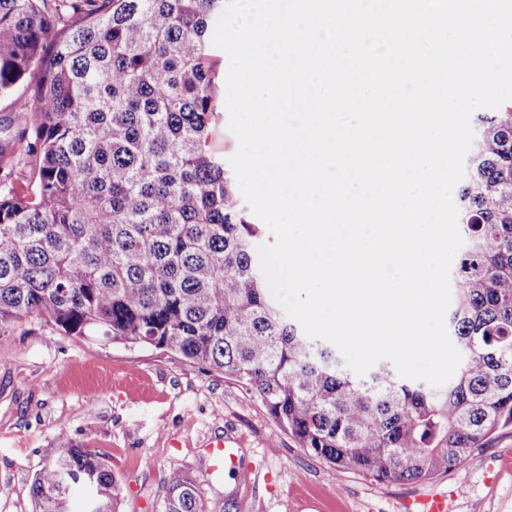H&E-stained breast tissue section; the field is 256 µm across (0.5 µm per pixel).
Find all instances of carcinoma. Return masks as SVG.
I'll use <instances>...</instances> for the list:
<instances>
[{
	"label": "carcinoma",
	"instance_id": "carcinoma-1",
	"mask_svg": "<svg viewBox=\"0 0 512 512\" xmlns=\"http://www.w3.org/2000/svg\"><path fill=\"white\" fill-rule=\"evenodd\" d=\"M224 0H0V100L26 109L0 146V331L43 317L69 336L179 354L261 401L300 447L381 482L464 465L512 425V105L476 113L458 192L465 237L448 330L464 363L442 388L366 376L288 321L253 252L259 227L212 147L222 120L212 31ZM117 512L100 453L39 471L36 512ZM159 512H205L165 478Z\"/></svg>",
	"mask_w": 512,
	"mask_h": 512
}]
</instances>
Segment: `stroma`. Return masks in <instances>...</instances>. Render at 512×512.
Masks as SVG:
<instances>
[{"mask_svg":"<svg viewBox=\"0 0 512 512\" xmlns=\"http://www.w3.org/2000/svg\"><path fill=\"white\" fill-rule=\"evenodd\" d=\"M224 436L256 468L251 486L209 473ZM102 453L119 512H157L165 477L196 480L206 512H512V426L462 468L422 482L379 483L336 471L281 430L223 374L147 347L68 336L31 317L0 335V512H35L36 474L67 448Z\"/></svg>","mask_w":512,"mask_h":512,"instance_id":"stroma-1","label":"stroma"}]
</instances>
